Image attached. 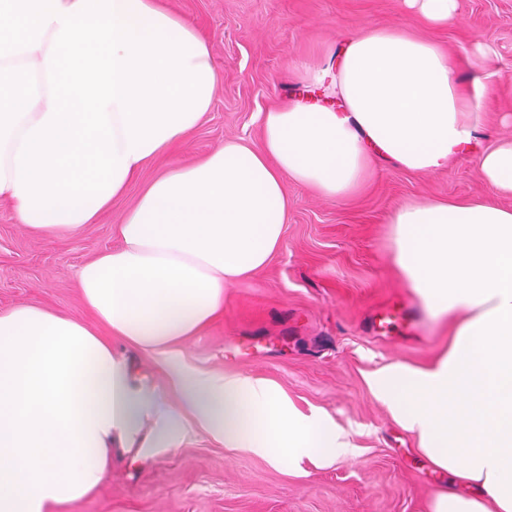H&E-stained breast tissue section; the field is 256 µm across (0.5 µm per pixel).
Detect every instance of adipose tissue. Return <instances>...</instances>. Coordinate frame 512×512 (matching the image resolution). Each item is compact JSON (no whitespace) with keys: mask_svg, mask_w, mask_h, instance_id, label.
I'll return each mask as SVG.
<instances>
[{"mask_svg":"<svg viewBox=\"0 0 512 512\" xmlns=\"http://www.w3.org/2000/svg\"><path fill=\"white\" fill-rule=\"evenodd\" d=\"M114 13L143 30L161 24L188 35L209 65V45L186 17L159 0H114ZM0 60V201L17 223L52 237L96 223L26 210L15 193V155L48 110L45 55ZM447 52L403 28L359 27L334 66L312 78L332 97L296 101L262 116L259 143L233 140L202 160L170 163L115 225L118 246L81 265L84 305L110 332L100 335L68 314L32 305L0 313V512H49L73 505L104 480L113 440L134 445L145 420L174 445L178 415L162 394L134 386L111 338L165 357L181 413L234 448L273 461L322 460L348 453L322 414L301 416L270 385L245 375L181 368L175 345L224 311V290L263 269L283 244L288 183L336 200L353 195L378 160L414 172L447 167L476 140L481 82L465 94ZM196 124L129 155L115 196L147 163L187 143ZM478 173L491 193L512 194V142L485 152ZM389 258L434 315L449 317L452 338L430 367L386 365L368 378L375 398L417 434L433 465L468 495L440 492L432 512H512V209L490 202H409L388 216Z\"/></svg>","mask_w":512,"mask_h":512,"instance_id":"1","label":"adipose tissue"}]
</instances>
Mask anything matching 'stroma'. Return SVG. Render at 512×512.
<instances>
[{"instance_id": "35a3bbf8", "label": "stroma", "mask_w": 512, "mask_h": 512, "mask_svg": "<svg viewBox=\"0 0 512 512\" xmlns=\"http://www.w3.org/2000/svg\"><path fill=\"white\" fill-rule=\"evenodd\" d=\"M192 20L218 70L214 104L171 159L147 165L97 223L76 233L38 237L16 224L0 201V312L35 304L86 323L75 276L115 247L112 227L169 160L188 165L224 141L259 142L261 114L294 102L324 69L340 40L360 26L399 25L432 40L457 62L463 85L482 77L488 94L480 135L446 169L416 173L379 163L353 197L330 201L289 184L284 243L268 265L224 291V313L177 345L187 370L242 374L275 385L299 413L329 415L353 454L324 464L309 458L274 464L212 439L184 422L172 448L113 446L111 467L91 496L51 512H430L449 487L373 396L367 376L391 363L423 367L448 347L449 321L426 309L389 261L393 208L410 201L480 200L484 151L512 141V0H457L447 25L428 24L404 0H161ZM409 308L413 324L383 323L381 310ZM139 384L166 392L179 413L161 357L113 340Z\"/></svg>"}]
</instances>
